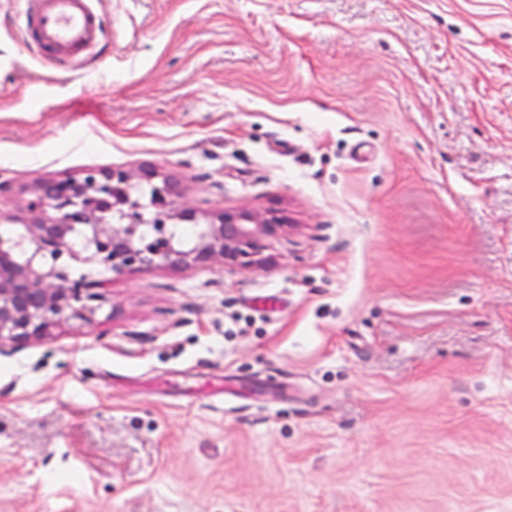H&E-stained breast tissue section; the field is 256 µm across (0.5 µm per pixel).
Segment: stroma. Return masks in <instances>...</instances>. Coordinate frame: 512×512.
Listing matches in <instances>:
<instances>
[{"instance_id":"35a3bbf8","label":"stroma","mask_w":512,"mask_h":512,"mask_svg":"<svg viewBox=\"0 0 512 512\" xmlns=\"http://www.w3.org/2000/svg\"><path fill=\"white\" fill-rule=\"evenodd\" d=\"M0 0V212L151 164L282 216L253 265L98 281L0 356V512H512V0ZM26 47L78 69L104 36L98 0H22Z\"/></svg>"}]
</instances>
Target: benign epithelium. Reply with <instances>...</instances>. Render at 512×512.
I'll return each instance as SVG.
<instances>
[{"mask_svg": "<svg viewBox=\"0 0 512 512\" xmlns=\"http://www.w3.org/2000/svg\"><path fill=\"white\" fill-rule=\"evenodd\" d=\"M180 197L179 182L152 168L39 184L29 207L40 218L0 236V355L52 335L63 322L92 320L99 309L91 304L95 283L70 277L75 261L112 274L209 261L242 266L261 237L281 229L275 215L209 217ZM181 224L196 228L190 246L175 235Z\"/></svg>", "mask_w": 512, "mask_h": 512, "instance_id": "obj_1", "label": "benign epithelium"}]
</instances>
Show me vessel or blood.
<instances>
[{"mask_svg": "<svg viewBox=\"0 0 512 512\" xmlns=\"http://www.w3.org/2000/svg\"><path fill=\"white\" fill-rule=\"evenodd\" d=\"M98 0H22L26 47L63 65L80 68L104 36Z\"/></svg>", "mask_w": 512, "mask_h": 512, "instance_id": "1", "label": "vessel or blood"}]
</instances>
